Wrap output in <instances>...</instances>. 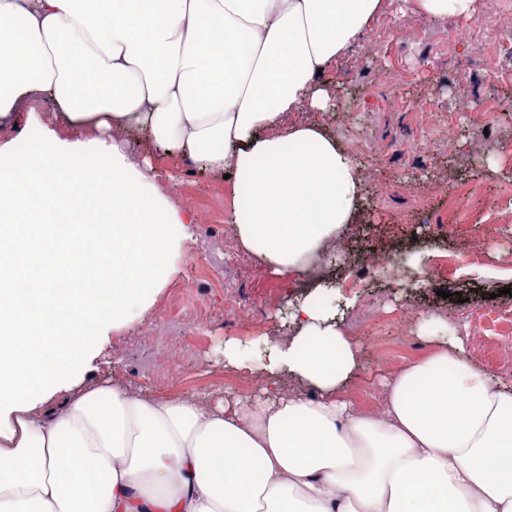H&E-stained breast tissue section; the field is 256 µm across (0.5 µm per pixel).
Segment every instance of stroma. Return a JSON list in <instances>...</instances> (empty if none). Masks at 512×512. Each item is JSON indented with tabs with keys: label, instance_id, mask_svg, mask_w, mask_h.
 Segmentation results:
<instances>
[{
	"label": "stroma",
	"instance_id": "35a3bbf8",
	"mask_svg": "<svg viewBox=\"0 0 512 512\" xmlns=\"http://www.w3.org/2000/svg\"><path fill=\"white\" fill-rule=\"evenodd\" d=\"M370 31L381 40H362L347 56L331 64L322 81L341 103L331 112H293L295 123L320 121L354 154L364 179L378 178L383 193H366L357 221L343 244L346 263L336 270V299L343 302L342 329L358 357V369L341 388L362 412L379 413L382 385L406 363L431 354L430 328L463 340L471 364L497 382L512 386V117L500 110L490 86L512 90V71L492 80L485 69L499 57L497 44L467 43L449 49L460 18L430 20L413 11L407 0H384ZM387 72L399 81L400 95L413 111L393 107L374 76ZM463 80L478 111L454 98L453 86ZM31 121L11 133L15 155L28 153L42 127H57L52 103L35 99L23 107ZM425 144L423 163L403 152L410 141ZM381 144L371 154L369 145ZM137 167H152L159 184L179 207L193 211L198 223L212 225L207 239L182 244L178 273L156 297L151 310L127 327L109 331L87 380L119 383L158 398L194 395L234 400L260 385L257 374L224 365V347L249 346L260 340L281 341L284 308L312 291L308 278L291 283L260 266L255 258L233 250L224 256V279L213 280L205 268H191L197 246L220 250L234 201V181L207 170H190L183 159L166 156L139 143L127 152ZM472 194L471 208L453 214L458 191ZM389 248L392 259L423 278L412 288L405 277L393 281L370 278L359 285L345 282L369 246ZM194 272L211 313L206 335L198 337L200 355L183 364L184 377L171 383L162 374H148L160 348H139L142 326H163L184 303L186 272ZM237 286L263 314L258 325L226 328V284Z\"/></svg>",
	"mask_w": 512,
	"mask_h": 512
}]
</instances>
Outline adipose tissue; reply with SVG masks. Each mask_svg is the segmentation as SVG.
Listing matches in <instances>:
<instances>
[{"label": "adipose tissue", "mask_w": 512, "mask_h": 512, "mask_svg": "<svg viewBox=\"0 0 512 512\" xmlns=\"http://www.w3.org/2000/svg\"><path fill=\"white\" fill-rule=\"evenodd\" d=\"M383 0H0V130L51 101L75 131L10 159L0 144V512H512V387L440 341L385 384L380 415L336 392L357 367L317 284L292 337L224 362L252 400H158L86 376L102 336L152 307L194 221L112 140L145 136L242 194V251L284 279L337 245L365 192L318 123V72ZM287 375L315 389L281 394ZM63 403L48 407L56 392Z\"/></svg>", "instance_id": "adipose-tissue-1"}]
</instances>
